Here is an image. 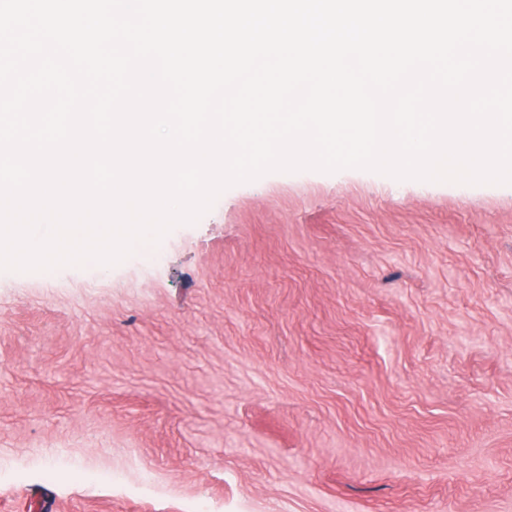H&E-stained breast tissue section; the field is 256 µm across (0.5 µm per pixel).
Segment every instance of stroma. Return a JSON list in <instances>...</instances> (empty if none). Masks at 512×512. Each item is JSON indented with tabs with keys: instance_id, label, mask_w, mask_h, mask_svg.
Segmentation results:
<instances>
[{
	"instance_id": "1",
	"label": "stroma",
	"mask_w": 512,
	"mask_h": 512,
	"mask_svg": "<svg viewBox=\"0 0 512 512\" xmlns=\"http://www.w3.org/2000/svg\"><path fill=\"white\" fill-rule=\"evenodd\" d=\"M0 512H512V185L273 172L0 271Z\"/></svg>"
}]
</instances>
